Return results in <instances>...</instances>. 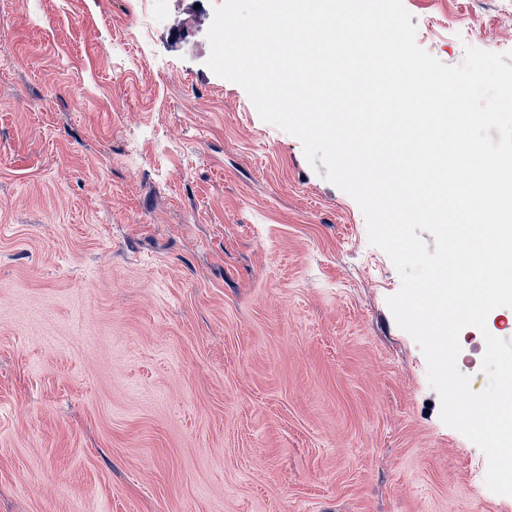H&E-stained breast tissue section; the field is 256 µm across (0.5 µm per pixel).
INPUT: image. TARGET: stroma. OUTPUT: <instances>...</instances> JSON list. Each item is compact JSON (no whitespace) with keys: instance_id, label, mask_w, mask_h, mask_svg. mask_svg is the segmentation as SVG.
<instances>
[{"instance_id":"35a3bbf8","label":"stroma","mask_w":512,"mask_h":512,"mask_svg":"<svg viewBox=\"0 0 512 512\" xmlns=\"http://www.w3.org/2000/svg\"><path fill=\"white\" fill-rule=\"evenodd\" d=\"M214 3L0 0V512H512L356 201L207 67ZM404 5L444 64L512 50V0Z\"/></svg>"}]
</instances>
